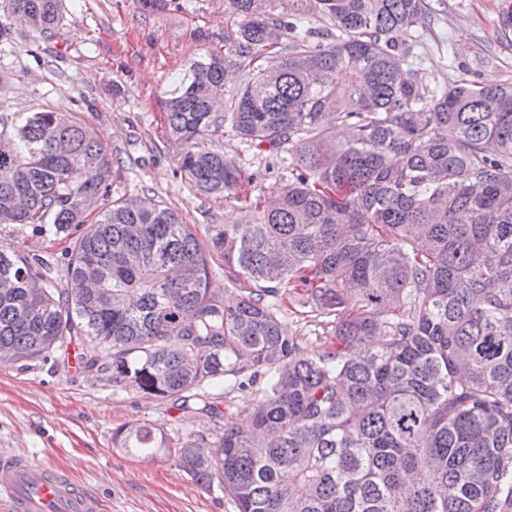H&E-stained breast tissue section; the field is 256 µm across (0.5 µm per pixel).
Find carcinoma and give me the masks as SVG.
I'll return each mask as SVG.
<instances>
[{
    "label": "carcinoma",
    "instance_id": "cac0c4a2",
    "mask_svg": "<svg viewBox=\"0 0 512 512\" xmlns=\"http://www.w3.org/2000/svg\"><path fill=\"white\" fill-rule=\"evenodd\" d=\"M6 2L36 30L59 24L60 0ZM227 2L224 53L165 102L177 171L247 199L253 175L204 145L228 124L255 153L288 154V175L251 223L208 225L204 247L166 205L86 210L109 197L113 157L77 113L0 112V224L72 239L60 269L0 248V361L111 350L84 370L214 425L181 440L133 424L113 447L219 482L237 512H512V84H423L430 0ZM232 67L226 102L214 90ZM216 258L234 306L212 287ZM285 294L333 319L331 340L304 352ZM220 384L255 388L246 425L220 426Z\"/></svg>",
    "mask_w": 512,
    "mask_h": 512
}]
</instances>
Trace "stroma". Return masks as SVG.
<instances>
[{"mask_svg":"<svg viewBox=\"0 0 512 512\" xmlns=\"http://www.w3.org/2000/svg\"><path fill=\"white\" fill-rule=\"evenodd\" d=\"M500 2L444 0L418 49L428 86L459 78L512 83V47L498 41ZM232 23L225 0H167L158 10L143 0H62L60 23L47 35L0 9V25L9 30L8 41H0V112L79 113L119 160L112 197L139 195L200 227L246 223L239 202L200 196L176 175L182 147L167 136L163 108L193 61L223 51ZM209 142L261 172L260 187L278 178V169L245 150L230 128ZM1 246L58 257L66 243L1 224ZM279 316L305 351L333 335V325L292 301H283ZM69 353L66 364L53 353L0 362V448L66 471L97 496L103 512H236L218 485L198 484L173 461L134 457L112 445L113 433L134 423L184 438L207 432L208 417L119 389L107 371L111 355L93 343H73ZM81 355L97 359L103 372L81 369Z\"/></svg>","mask_w":512,"mask_h":512,"instance_id":"obj_1","label":"stroma"}]
</instances>
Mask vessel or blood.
I'll return each mask as SVG.
<instances>
[{
    "label": "vessel or blood",
    "instance_id": "1",
    "mask_svg": "<svg viewBox=\"0 0 512 512\" xmlns=\"http://www.w3.org/2000/svg\"><path fill=\"white\" fill-rule=\"evenodd\" d=\"M0 500L10 512H100V502L52 466L14 450L0 452Z\"/></svg>",
    "mask_w": 512,
    "mask_h": 512
}]
</instances>
